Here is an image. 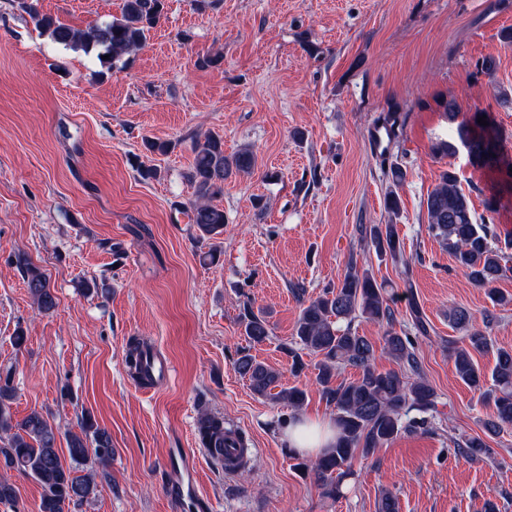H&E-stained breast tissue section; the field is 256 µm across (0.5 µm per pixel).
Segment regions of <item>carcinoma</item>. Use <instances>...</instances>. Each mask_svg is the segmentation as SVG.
I'll list each match as a JSON object with an SVG mask.
<instances>
[{"label": "carcinoma", "instance_id": "1", "mask_svg": "<svg viewBox=\"0 0 512 512\" xmlns=\"http://www.w3.org/2000/svg\"><path fill=\"white\" fill-rule=\"evenodd\" d=\"M22 7L36 27L49 34L53 41L72 50L96 54L102 67L111 70L126 56L142 50L147 34L161 16L164 0H122L120 14L112 20L75 29L38 11L36 5L23 0ZM109 59H103V56ZM486 116L488 125L478 124ZM458 138L467 149L470 163L479 168L497 171L501 188L512 195V158L500 147L501 135L491 114L483 111L470 113L458 126ZM194 161L189 181L194 187L191 223L199 231V238L211 239L224 233V209L212 200L224 192V181L237 174H252L257 167L256 155L249 147L234 155H224V140L208 134L194 141ZM428 230L448 250L455 264L477 286L488 288L501 277L512 272V233L500 234L486 220H477L468 196L458 185L454 170L442 172L439 182L427 194ZM362 237L368 239L381 256L398 261L402 258L403 242L393 222L362 224ZM24 283L37 309L49 312L56 306L44 272L31 262L21 259ZM300 311L294 325L291 342L283 350L292 359L291 371L299 375L305 368L301 351L320 357L315 365L314 382L326 403L333 407V425L336 430L332 446L314 457L305 458L289 450L295 467L321 489L322 495L337 499L343 493L344 478L352 475L354 460L367 457L392 442L402 432L427 425L424 414L435 406L436 393L421 374L416 355V340L409 333L398 332L387 303L386 289L366 268L349 261L339 283L326 288L315 297L306 296V290L295 291ZM409 316L416 335L427 337L430 326L415 297L408 299ZM365 318L386 326L384 349L397 365L381 371L375 365L373 344L354 329V323ZM457 329L465 332L461 342H448V356L453 361L456 376L478 393V401L494 409L495 419L486 423V429L498 433L512 426V349L494 348L488 329L494 321L486 311L482 324L465 308L452 313ZM244 334L253 344L266 342L271 334L263 312L244 307L240 318ZM496 349V362L491 373L492 383L474 361L473 353ZM143 346L136 343L129 349L126 363L137 378H142ZM343 366L359 371L351 381L338 380ZM238 373L249 381L252 391L276 404L288 408L282 417L284 426L296 418L307 399L306 388L283 383V374L257 361L248 353L236 359ZM12 368L0 370V468L15 470L33 478L41 488L39 512H65L71 504L87 501L95 496L98 469L112 461V436L86 416L81 433L70 435L67 442L69 461L62 460L53 426L38 411H32L21 420L14 419L11 403L14 388L11 385ZM416 411L423 417L416 419ZM201 443L216 462L224 463L226 435L234 433L240 448L247 447L246 439L236 429L224 426V418L207 411L200 413L197 425ZM459 451L471 459L489 454V448L479 437H471L457 444ZM87 473L76 474L83 467Z\"/></svg>", "mask_w": 512, "mask_h": 512}]
</instances>
